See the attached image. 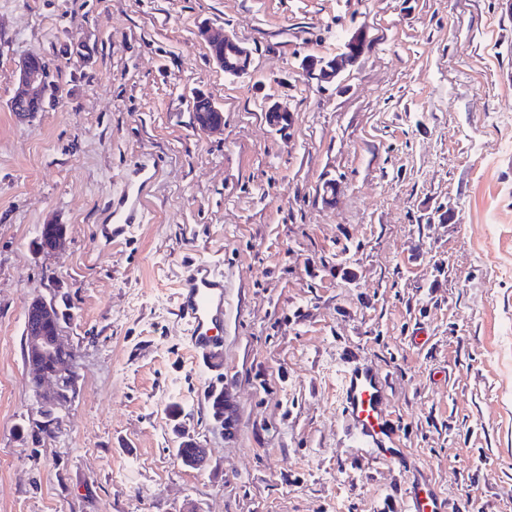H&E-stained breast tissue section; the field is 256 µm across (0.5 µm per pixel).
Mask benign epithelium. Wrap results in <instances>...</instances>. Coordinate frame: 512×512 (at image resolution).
Masks as SVG:
<instances>
[{
  "instance_id": "7a95c632",
  "label": "benign epithelium",
  "mask_w": 512,
  "mask_h": 512,
  "mask_svg": "<svg viewBox=\"0 0 512 512\" xmlns=\"http://www.w3.org/2000/svg\"><path fill=\"white\" fill-rule=\"evenodd\" d=\"M199 36L209 46L216 47L213 60L228 76H242L249 72L251 52L232 35L211 27L199 30ZM369 40L363 31L355 32L344 45L343 51L319 62L308 58L302 69L311 79L330 82L349 65L356 63L368 49ZM17 89L9 108L17 120L24 123L30 117L27 109L59 97V89L49 84L47 71L36 66L30 56H24L15 64ZM211 111L193 113L194 123L203 132L216 130L224 125L223 111L210 102ZM266 118L269 124L285 131L292 126V113L277 102L268 103ZM45 237L43 250L53 252L60 248L66 228L62 224H46L41 227ZM24 333V360L31 380L35 383L37 397L42 406V428L56 427V412L66 407L76 393L77 372L73 357L63 359L70 352L60 336V317L56 305L42 298L32 300L27 308Z\"/></svg>"
}]
</instances>
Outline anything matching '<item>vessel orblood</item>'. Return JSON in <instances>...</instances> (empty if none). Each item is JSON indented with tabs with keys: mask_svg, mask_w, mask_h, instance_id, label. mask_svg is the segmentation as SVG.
<instances>
[{
	"mask_svg": "<svg viewBox=\"0 0 512 512\" xmlns=\"http://www.w3.org/2000/svg\"><path fill=\"white\" fill-rule=\"evenodd\" d=\"M156 162L141 163L126 177L119 198L108 208L110 224L144 221L146 188ZM177 308L188 322V346L193 356L210 359L224 324V278L212 264L189 260L182 266L177 285ZM390 382L370 365L346 361L341 378V414L351 428L360 459L394 464L410 475L406 492L408 512H446L439 493L417 472L403 451L397 419L388 403Z\"/></svg>",
	"mask_w": 512,
	"mask_h": 512,
	"instance_id": "b4317fda",
	"label": "vessel or blood"
}]
</instances>
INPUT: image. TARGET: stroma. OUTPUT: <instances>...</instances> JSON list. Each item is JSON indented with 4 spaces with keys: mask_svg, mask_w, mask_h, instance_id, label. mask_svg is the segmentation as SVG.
I'll return each mask as SVG.
<instances>
[{
    "mask_svg": "<svg viewBox=\"0 0 512 512\" xmlns=\"http://www.w3.org/2000/svg\"><path fill=\"white\" fill-rule=\"evenodd\" d=\"M205 24L251 51L248 74L217 67ZM359 30L357 63L307 78L305 57ZM31 53L61 98L20 124ZM200 91L220 131L197 129ZM504 113L512 0H0V512H405L406 475L361 464L342 419L348 351L388 376L404 451L447 512H512ZM149 158L143 223L105 240L107 201ZM50 222L58 252L35 245ZM189 254L224 277L214 370L175 312ZM35 297L67 305L78 374L39 441L17 434L42 419L22 349ZM186 434L204 467L177 458Z\"/></svg>",
    "mask_w": 512,
    "mask_h": 512,
    "instance_id": "obj_1",
    "label": "stroma"
}]
</instances>
